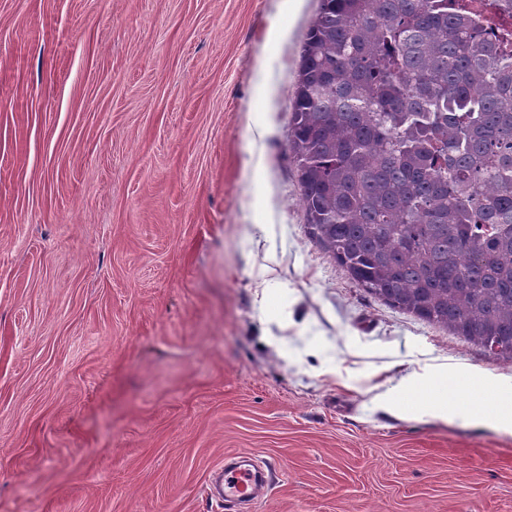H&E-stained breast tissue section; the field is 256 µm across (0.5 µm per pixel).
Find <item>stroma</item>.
<instances>
[{"label": "stroma", "instance_id": "1", "mask_svg": "<svg viewBox=\"0 0 512 512\" xmlns=\"http://www.w3.org/2000/svg\"><path fill=\"white\" fill-rule=\"evenodd\" d=\"M318 0H0V512H512V383L357 288L288 157ZM287 35L271 39L272 28ZM492 425L501 433L512 435V395L498 397L494 409ZM214 472L215 491H210L211 497L220 500L224 508L254 501L267 490L264 470L254 464L246 451L236 454L233 462L217 467Z\"/></svg>", "mask_w": 512, "mask_h": 512}]
</instances>
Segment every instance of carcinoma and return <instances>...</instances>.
<instances>
[{
	"instance_id": "carcinoma-1",
	"label": "carcinoma",
	"mask_w": 512,
	"mask_h": 512,
	"mask_svg": "<svg viewBox=\"0 0 512 512\" xmlns=\"http://www.w3.org/2000/svg\"><path fill=\"white\" fill-rule=\"evenodd\" d=\"M290 108L324 255L511 363L512 0H319Z\"/></svg>"
}]
</instances>
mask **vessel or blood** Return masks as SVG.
<instances>
[{
	"instance_id": "vessel-or-blood-1",
	"label": "vessel or blood",
	"mask_w": 512,
	"mask_h": 512,
	"mask_svg": "<svg viewBox=\"0 0 512 512\" xmlns=\"http://www.w3.org/2000/svg\"><path fill=\"white\" fill-rule=\"evenodd\" d=\"M215 474L213 496L230 507L264 496L268 486L263 469L245 451L236 454L233 462L217 467Z\"/></svg>"
}]
</instances>
